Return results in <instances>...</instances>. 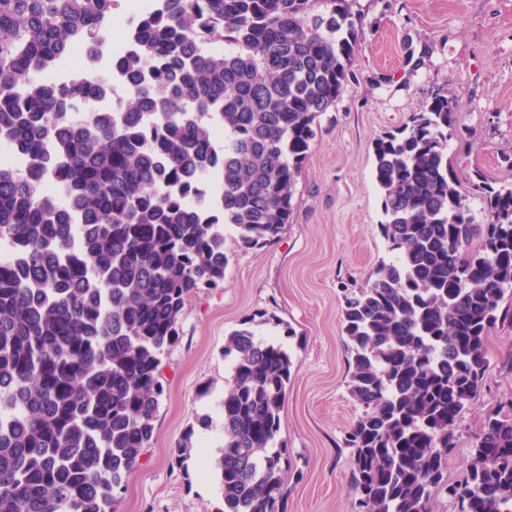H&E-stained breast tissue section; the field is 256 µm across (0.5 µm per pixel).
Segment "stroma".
<instances>
[{
  "instance_id": "obj_1",
  "label": "stroma",
  "mask_w": 512,
  "mask_h": 512,
  "mask_svg": "<svg viewBox=\"0 0 512 512\" xmlns=\"http://www.w3.org/2000/svg\"><path fill=\"white\" fill-rule=\"evenodd\" d=\"M359 16L353 74L335 108L317 121L293 211L274 240L242 247L225 229L224 285L192 294L179 337L161 359L165 392L155 436L118 494L115 512H214V472L196 460L177 465L173 451L189 426L210 459L224 444L219 402L232 331L255 322L259 337L290 354L291 379L277 441L284 451L285 512H352L346 431L363 412L348 392L342 310L346 294L367 287L392 255L379 232L385 220L373 179L376 138L408 124L435 93L456 102L461 139L448 159L461 180L481 171L512 184V0H352ZM476 223L486 217L465 188ZM275 324H263V316ZM490 368L464 412L448 459L456 479L486 412L512 398V328L486 342Z\"/></svg>"
}]
</instances>
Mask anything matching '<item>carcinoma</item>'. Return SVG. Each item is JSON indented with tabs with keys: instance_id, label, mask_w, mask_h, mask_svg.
Returning <instances> with one entry per match:
<instances>
[{
	"instance_id": "1",
	"label": "carcinoma",
	"mask_w": 512,
	"mask_h": 512,
	"mask_svg": "<svg viewBox=\"0 0 512 512\" xmlns=\"http://www.w3.org/2000/svg\"><path fill=\"white\" fill-rule=\"evenodd\" d=\"M117 0H0V140L27 173L0 166V512H114L115 493L155 434L161 357L188 297L224 282V233L255 247L290 219L314 125L352 76L350 0H154L108 42ZM91 48L70 84L31 79ZM221 42L226 50L205 53ZM127 99L79 124L108 95ZM224 128L217 144L214 125ZM452 98L435 94L374 142V177L395 254L345 298L349 392L364 412L345 433L353 512H512V413L490 409L461 476L458 424L489 369L486 341L512 323V184L475 172L477 224L448 163ZM218 172V195L203 177ZM71 199L59 209L42 188ZM224 446L215 512H284L275 447L293 362L248 327L224 347ZM193 428L175 449L182 466Z\"/></svg>"
}]
</instances>
